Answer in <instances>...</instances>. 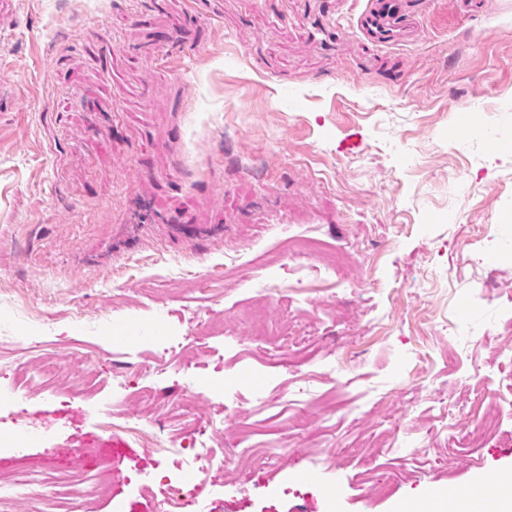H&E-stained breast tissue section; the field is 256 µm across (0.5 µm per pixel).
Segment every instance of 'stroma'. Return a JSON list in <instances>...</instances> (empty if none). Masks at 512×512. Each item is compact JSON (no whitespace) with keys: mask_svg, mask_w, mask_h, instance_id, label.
<instances>
[{"mask_svg":"<svg viewBox=\"0 0 512 512\" xmlns=\"http://www.w3.org/2000/svg\"><path fill=\"white\" fill-rule=\"evenodd\" d=\"M414 2L378 46L368 0H0L12 512H161L140 485L192 440L209 512H494L465 489L512 472L511 392L476 451L391 441L512 374V0ZM284 306L309 345L273 358L236 312ZM98 447L110 493L57 483ZM247 447L283 461L227 471Z\"/></svg>","mask_w":512,"mask_h":512,"instance_id":"obj_1","label":"stroma"}]
</instances>
